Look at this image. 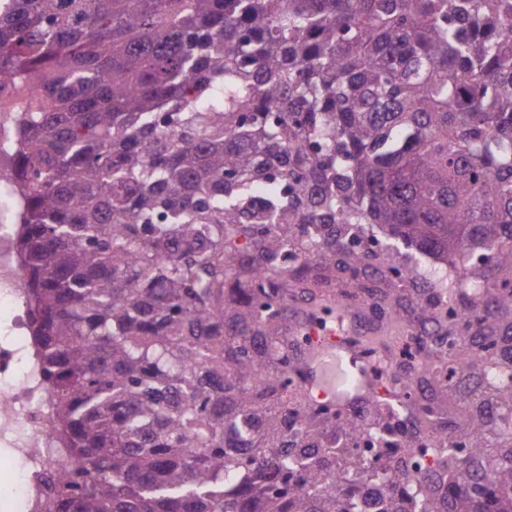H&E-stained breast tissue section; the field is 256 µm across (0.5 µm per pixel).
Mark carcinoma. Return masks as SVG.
<instances>
[{
  "mask_svg": "<svg viewBox=\"0 0 512 512\" xmlns=\"http://www.w3.org/2000/svg\"><path fill=\"white\" fill-rule=\"evenodd\" d=\"M2 75L55 512H512V0H0ZM364 224L471 252L481 303L409 289L440 330L389 374L485 389L460 441L297 390L288 301L362 287Z\"/></svg>",
  "mask_w": 512,
  "mask_h": 512,
  "instance_id": "1",
  "label": "carcinoma"
}]
</instances>
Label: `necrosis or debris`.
Here are the masks:
<instances>
[{"label": "necrosis or debris", "mask_w": 512, "mask_h": 512, "mask_svg": "<svg viewBox=\"0 0 512 512\" xmlns=\"http://www.w3.org/2000/svg\"><path fill=\"white\" fill-rule=\"evenodd\" d=\"M0 78V512H45L42 502L72 457L53 429L52 406L27 316L26 269L17 247L21 211L17 115Z\"/></svg>", "instance_id": "obj_1"}]
</instances>
